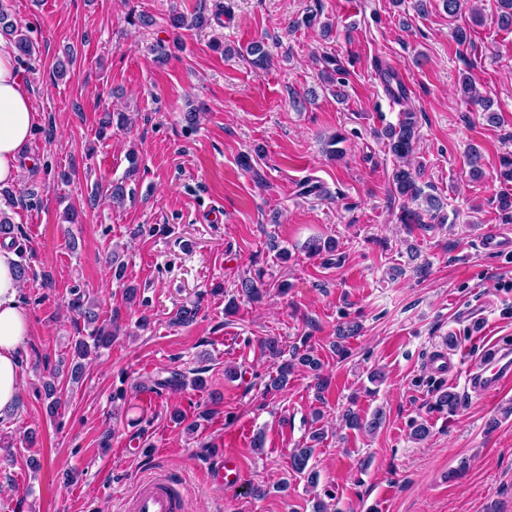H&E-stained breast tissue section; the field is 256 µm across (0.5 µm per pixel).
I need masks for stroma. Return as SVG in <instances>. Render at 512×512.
I'll use <instances>...</instances> for the list:
<instances>
[{"mask_svg": "<svg viewBox=\"0 0 512 512\" xmlns=\"http://www.w3.org/2000/svg\"><path fill=\"white\" fill-rule=\"evenodd\" d=\"M216 1L0 0L36 49L22 70L37 113L13 200L0 197L28 245L21 299L34 330L19 406L0 419V448L14 453L0 465V512H119L158 471L180 484L186 512H313L289 459L309 445L308 466L341 512H512V385L477 397L464 376L425 363L439 345L465 362L492 343L512 347V255L480 244L487 232L512 233L498 209L512 190L500 177L512 154V29L498 0L456 17L443 0H220L222 22L171 33V9L189 15ZM132 11L152 25H131ZM175 37L182 50L154 61L152 46ZM256 41L271 55L267 69L242 55ZM386 65L409 77L405 104L379 79ZM334 68L341 100L324 81ZM465 74L490 110L457 96ZM405 109L419 135L412 166L447 223L397 220L403 201L380 134ZM106 111L131 121L99 136ZM335 132L345 137L338 160L323 151ZM120 179L127 197L117 206L109 188ZM70 205L80 223L63 222ZM313 238L334 239L335 252L308 254ZM259 267L260 298L239 296ZM75 288L119 331L74 384L72 347L89 332L68 307ZM195 301V322L172 324ZM350 324L357 333L339 340ZM268 336L287 348L307 338L319 370L296 368L286 388L265 392ZM198 369L201 387L135 388ZM49 380L61 399L53 417ZM443 390L458 396L456 409L436 408ZM348 409L365 419L382 410L383 423L371 435L348 428ZM421 423L430 434L418 441ZM216 448L242 483L209 481Z\"/></svg>", "mask_w": 512, "mask_h": 512, "instance_id": "1", "label": "stroma"}]
</instances>
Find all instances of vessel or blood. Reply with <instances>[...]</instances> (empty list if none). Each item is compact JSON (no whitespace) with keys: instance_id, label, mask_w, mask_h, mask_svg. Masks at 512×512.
<instances>
[{"instance_id":"b4317fda","label":"vessel or blood","mask_w":512,"mask_h":512,"mask_svg":"<svg viewBox=\"0 0 512 512\" xmlns=\"http://www.w3.org/2000/svg\"><path fill=\"white\" fill-rule=\"evenodd\" d=\"M481 246L489 253L507 255L512 253V236L493 231L482 237ZM427 367L441 375H465L469 389L478 395L512 383V351L496 346L487 348L478 362L466 367L446 350H435L427 358ZM207 476L216 485L229 486L240 483L243 474L235 463L219 454L210 458ZM122 512H185V500L171 479L160 474L144 481L123 502Z\"/></svg>"}]
</instances>
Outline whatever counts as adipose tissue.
<instances>
[{
	"mask_svg": "<svg viewBox=\"0 0 512 512\" xmlns=\"http://www.w3.org/2000/svg\"><path fill=\"white\" fill-rule=\"evenodd\" d=\"M32 96L13 49L0 42V184L21 176V157L35 127ZM15 248L0 246V413L14 408L22 395L21 352L33 325L21 302L24 282L17 274Z\"/></svg>",
	"mask_w": 512,
	"mask_h": 512,
	"instance_id": "obj_1",
	"label": "adipose tissue"
}]
</instances>
